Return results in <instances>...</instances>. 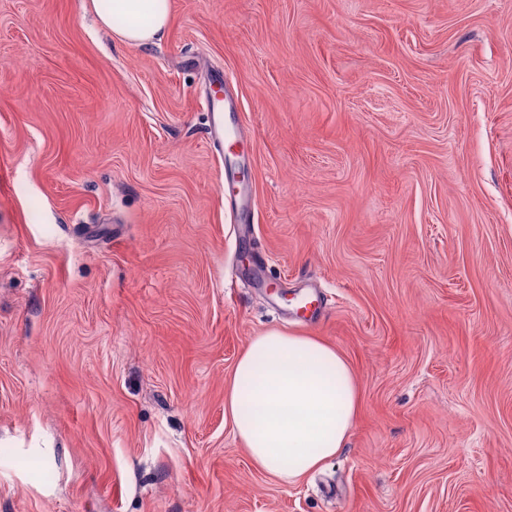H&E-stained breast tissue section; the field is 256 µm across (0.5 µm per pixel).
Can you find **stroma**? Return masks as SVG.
<instances>
[{
	"instance_id": "obj_1",
	"label": "stroma",
	"mask_w": 512,
	"mask_h": 512,
	"mask_svg": "<svg viewBox=\"0 0 512 512\" xmlns=\"http://www.w3.org/2000/svg\"><path fill=\"white\" fill-rule=\"evenodd\" d=\"M269 329L359 384L295 484L224 422ZM0 512H512V0H172L141 45L0 0ZM206 79L210 91L205 97V108L214 144L219 147L224 157V182L228 189V206L236 215L234 224H238L245 232L247 228L239 224H253L256 209L252 185L239 177L240 165L244 162V154L240 152L239 147L244 142L245 134L237 112H225L226 107L230 110L237 106L228 97V83L224 72L210 71ZM220 93L222 97L219 96Z\"/></svg>"
}]
</instances>
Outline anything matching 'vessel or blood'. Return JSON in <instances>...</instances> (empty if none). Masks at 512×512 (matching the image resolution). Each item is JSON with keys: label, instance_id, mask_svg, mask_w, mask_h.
Masks as SVG:
<instances>
[{"label": "vessel or blood", "instance_id": "vessel-or-blood-1", "mask_svg": "<svg viewBox=\"0 0 512 512\" xmlns=\"http://www.w3.org/2000/svg\"><path fill=\"white\" fill-rule=\"evenodd\" d=\"M207 82L209 91L205 97V108L210 133L224 157L228 206L236 215V223L250 224L254 221L256 200L251 184L239 176L244 160L240 151L244 132L237 114L231 111L233 102L226 95L227 81L224 73L216 70L209 72Z\"/></svg>", "mask_w": 512, "mask_h": 512}]
</instances>
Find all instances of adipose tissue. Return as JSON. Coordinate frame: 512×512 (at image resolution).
Instances as JSON below:
<instances>
[{
    "label": "adipose tissue",
    "instance_id": "obj_1",
    "mask_svg": "<svg viewBox=\"0 0 512 512\" xmlns=\"http://www.w3.org/2000/svg\"><path fill=\"white\" fill-rule=\"evenodd\" d=\"M89 7L132 45L165 37L172 14V0H90ZM359 405L356 377L335 348L271 330L253 336L237 360L224 420L257 470L293 484L343 448Z\"/></svg>",
    "mask_w": 512,
    "mask_h": 512
}]
</instances>
